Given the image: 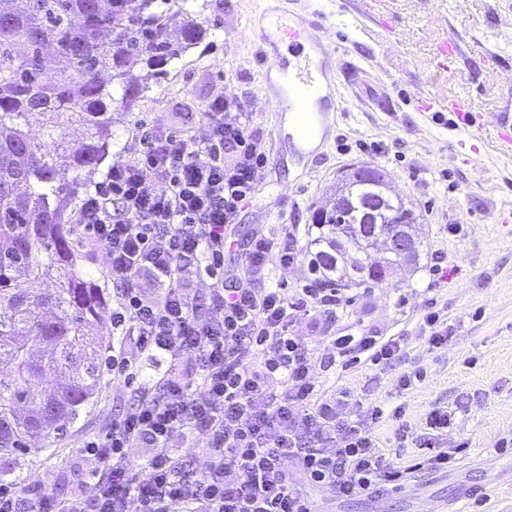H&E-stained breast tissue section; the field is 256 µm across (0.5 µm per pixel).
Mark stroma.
<instances>
[{"mask_svg": "<svg viewBox=\"0 0 512 512\" xmlns=\"http://www.w3.org/2000/svg\"><path fill=\"white\" fill-rule=\"evenodd\" d=\"M341 0H319L328 16L327 34L337 42L335 97L340 110L327 139L300 153L285 129L286 115L276 91L267 88L256 37L261 0H179L181 9L207 28L204 40L169 62L160 83L115 107L114 139L107 163L130 154L134 124L157 119L189 125L204 133V102L221 93L253 116L267 141L268 160L252 201L231 226L234 244L224 254V271L242 272V252L253 237L293 233L300 246L311 240L315 209L336 189V179L356 166L382 169L391 194L401 197L417 222L416 258L377 286L350 282L348 305L313 324L300 319L292 332L317 354L330 340L369 333L402 341L388 364L317 369L329 393L346 391L344 417L360 418L364 408L402 407L401 421L384 420L370 430L384 453L408 465L426 432L425 418L438 407L457 414L441 440L457 448L445 472L420 470L397 488L352 500L331 490L315 494L317 512H471L473 489L484 488L481 512H512V450L498 449L512 438V159L480 148L471 162L448 149L459 138L437 110L421 111V93H469L491 110L512 84V0H396L390 22L361 20ZM461 35L481 47L464 52L452 74L435 71L436 43ZM440 269H433V262ZM434 306L448 323L447 345L430 348L424 314ZM426 378L405 391L403 373ZM138 404L122 378L105 375L98 393L63 437L38 440L39 452L20 474L23 488L37 485L62 498L84 487L97 466L86 441L113 417ZM408 436L399 439V428Z\"/></svg>", "mask_w": 512, "mask_h": 512, "instance_id": "obj_1", "label": "stroma"}]
</instances>
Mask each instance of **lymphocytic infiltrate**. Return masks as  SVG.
I'll list each match as a JSON object with an SVG mask.
<instances>
[{
    "label": "lymphocytic infiltrate",
    "instance_id": "f902f5d3",
    "mask_svg": "<svg viewBox=\"0 0 512 512\" xmlns=\"http://www.w3.org/2000/svg\"><path fill=\"white\" fill-rule=\"evenodd\" d=\"M202 115L201 136L140 123L138 149L113 163L74 218L117 288L106 368L139 399L85 444L99 464L93 494L24 498L1 483L0 512H314L323 488L350 500L447 468L445 451L394 465L363 424L340 418L339 398L321 392L317 367L389 362L401 351L397 338L343 335L321 358L292 335L298 317L315 321L344 303L321 252L306 255L312 285L290 294L272 286L271 266L297 261L296 238L257 237L243 279L225 285V228L252 200L265 140L223 95ZM149 360L165 371L147 377ZM199 436L208 464L184 471L175 444Z\"/></svg>",
    "mask_w": 512,
    "mask_h": 512
}]
</instances>
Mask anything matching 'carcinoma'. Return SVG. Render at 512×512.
Instances as JSON below:
<instances>
[{
  "mask_svg": "<svg viewBox=\"0 0 512 512\" xmlns=\"http://www.w3.org/2000/svg\"><path fill=\"white\" fill-rule=\"evenodd\" d=\"M0 1L8 4L0 6V363L13 369L0 381V459L12 460L0 468L2 482L36 452L33 440L79 416L103 377L106 301L78 264L71 204L73 186L92 178L112 145L114 87L129 103L206 30L186 20L171 39L172 0H137L132 11L114 0L101 8L98 0ZM134 64L142 67L137 79ZM36 122L40 140L29 134ZM72 126L84 128L82 140L68 139ZM63 165L75 173L71 185L59 178ZM361 172L346 176L339 213L313 216L338 286L364 275L379 283L400 265L369 251L368 207L377 206L378 225L416 223L379 170ZM50 277L60 283L54 292L41 288ZM44 376L55 381L49 394L34 385Z\"/></svg>",
  "mask_w": 512,
  "mask_h": 512,
  "instance_id": "1",
  "label": "carcinoma"
}]
</instances>
